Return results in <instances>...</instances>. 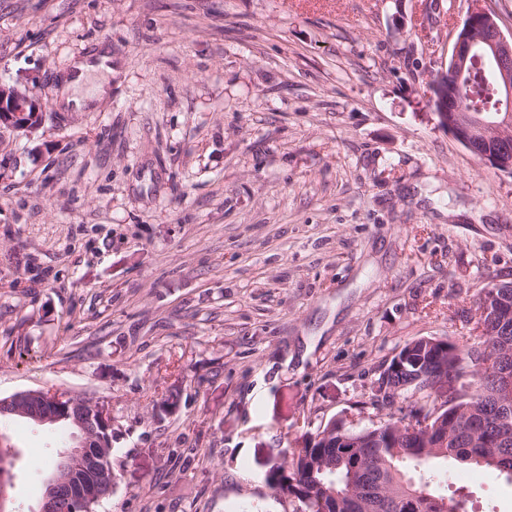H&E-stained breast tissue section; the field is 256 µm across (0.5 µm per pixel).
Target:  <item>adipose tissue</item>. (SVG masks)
I'll use <instances>...</instances> for the list:
<instances>
[{
	"label": "adipose tissue",
	"instance_id": "1",
	"mask_svg": "<svg viewBox=\"0 0 512 512\" xmlns=\"http://www.w3.org/2000/svg\"><path fill=\"white\" fill-rule=\"evenodd\" d=\"M117 73L118 67L106 47L73 61L69 74L58 87L57 105L78 110L95 105L110 92Z\"/></svg>",
	"mask_w": 512,
	"mask_h": 512
}]
</instances>
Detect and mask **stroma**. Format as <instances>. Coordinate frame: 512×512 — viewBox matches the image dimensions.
Returning a JSON list of instances; mask_svg holds the SVG:
<instances>
[{
    "mask_svg": "<svg viewBox=\"0 0 512 512\" xmlns=\"http://www.w3.org/2000/svg\"><path fill=\"white\" fill-rule=\"evenodd\" d=\"M468 3L0 0L1 82L55 93L100 44L120 71L94 108L0 136V396L109 406L96 512H293L264 481L286 449L376 423L405 343L474 335L512 281V174L432 100ZM0 433L35 512L47 438ZM444 481L512 512L506 478Z\"/></svg>",
    "mask_w": 512,
    "mask_h": 512,
    "instance_id": "1",
    "label": "stroma"
}]
</instances>
